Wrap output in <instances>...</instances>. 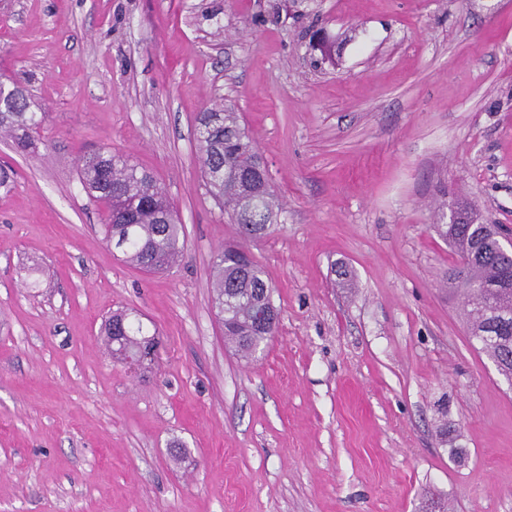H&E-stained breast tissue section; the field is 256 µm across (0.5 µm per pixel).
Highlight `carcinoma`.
Instances as JSON below:
<instances>
[{
  "instance_id": "1",
  "label": "carcinoma",
  "mask_w": 512,
  "mask_h": 512,
  "mask_svg": "<svg viewBox=\"0 0 512 512\" xmlns=\"http://www.w3.org/2000/svg\"><path fill=\"white\" fill-rule=\"evenodd\" d=\"M28 91L0 81V134L26 150L40 133L45 113L32 110ZM195 136L207 192L237 226L242 241L258 238V226L277 221L279 202L264 162L240 116L222 102L199 113ZM84 188L106 210L105 239L123 261L151 273L175 265L183 255L185 230L164 190L149 170L120 153H96L78 162ZM459 224H436L457 257L468 259L465 278L455 280L465 297L467 325L479 350L512 377V254L500 249L493 224H482L468 203L456 201ZM213 288L224 339L248 357L270 336L262 318L273 305L262 268L240 245H227L213 262ZM112 357L128 362L155 337L125 313L105 325Z\"/></svg>"
}]
</instances>
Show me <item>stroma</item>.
<instances>
[{
  "label": "stroma",
  "mask_w": 512,
  "mask_h": 512,
  "mask_svg": "<svg viewBox=\"0 0 512 512\" xmlns=\"http://www.w3.org/2000/svg\"><path fill=\"white\" fill-rule=\"evenodd\" d=\"M0 74L45 115L28 150L0 136V512H512V383L434 229L461 197L512 231V0H0ZM220 97L281 206L246 244L280 312L247 359L193 137ZM104 148L177 211L167 271L106 243L77 173ZM118 311L156 327L151 366L106 355Z\"/></svg>",
  "instance_id": "1"
}]
</instances>
